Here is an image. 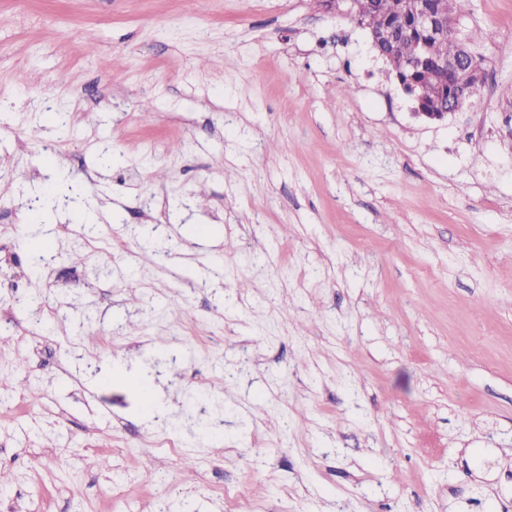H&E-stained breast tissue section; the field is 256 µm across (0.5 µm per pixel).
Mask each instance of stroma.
<instances>
[{"label":"stroma","mask_w":512,"mask_h":512,"mask_svg":"<svg viewBox=\"0 0 512 512\" xmlns=\"http://www.w3.org/2000/svg\"><path fill=\"white\" fill-rule=\"evenodd\" d=\"M476 27L495 33L484 83L426 123L367 31L316 0H0V227L35 209L54 229L39 266L0 235V375L18 378L1 506L494 495L512 472V0H458L457 30ZM90 212L100 252L76 264ZM107 442L108 474L88 463Z\"/></svg>","instance_id":"stroma-1"}]
</instances>
